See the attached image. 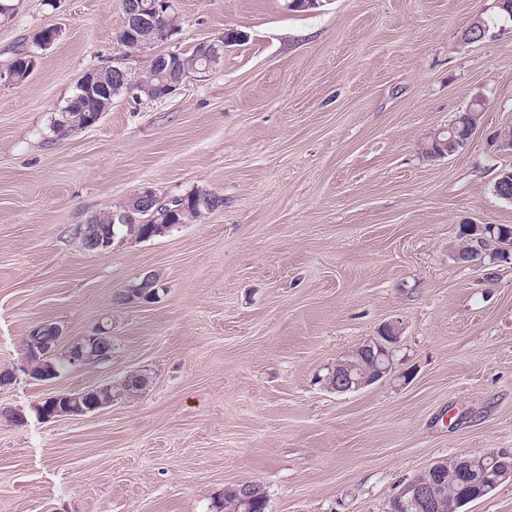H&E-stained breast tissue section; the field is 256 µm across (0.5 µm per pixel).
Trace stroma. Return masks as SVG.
I'll return each instance as SVG.
<instances>
[{
  "mask_svg": "<svg viewBox=\"0 0 512 512\" xmlns=\"http://www.w3.org/2000/svg\"><path fill=\"white\" fill-rule=\"evenodd\" d=\"M0 64L36 53L0 87V512H213L246 481L267 512H387L435 461L512 451V264L460 266L461 221L512 224L492 187L512 153V21L493 0H174L173 43L118 40L121 0H11ZM489 23L462 40L475 17ZM234 26L246 33L172 95L115 97L93 127L52 129L84 71ZM58 40L39 48L41 30ZM469 143L419 144L475 99ZM150 188L223 198L146 241L84 249L79 228ZM152 271L159 294L118 293ZM112 321V361L41 382L24 339L62 343ZM399 322L392 378L338 394L319 378ZM148 376L138 395L119 391ZM115 384L112 404L38 417L48 396ZM25 415L16 424L9 412ZM30 59V52H18L8 63L4 64L3 66H0V69L7 68L13 71L16 77V85H18L27 80L35 69L34 67L31 68L32 61ZM11 71L6 69L0 70L1 87L14 85L15 77Z\"/></svg>",
  "mask_w": 512,
  "mask_h": 512,
  "instance_id": "35a3bbf8",
  "label": "stroma"
}]
</instances>
